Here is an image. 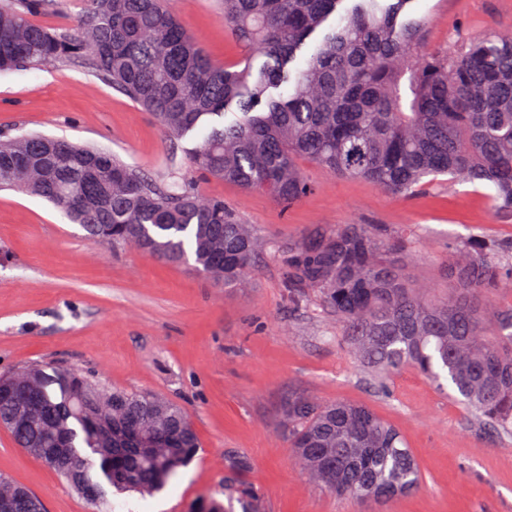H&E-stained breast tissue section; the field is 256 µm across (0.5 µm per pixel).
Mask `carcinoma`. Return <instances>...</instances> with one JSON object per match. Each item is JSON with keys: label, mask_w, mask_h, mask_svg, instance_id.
I'll use <instances>...</instances> for the list:
<instances>
[{"label": "carcinoma", "mask_w": 512, "mask_h": 512, "mask_svg": "<svg viewBox=\"0 0 512 512\" xmlns=\"http://www.w3.org/2000/svg\"><path fill=\"white\" fill-rule=\"evenodd\" d=\"M49 2L0 6V72L83 62L167 137L199 136L191 163L203 175L264 189L284 205L312 189L300 159L399 194L447 176L489 188L496 215L512 216V34L417 61L424 23L405 14L411 0H222L224 24L249 54L220 66L163 0H85L73 34L31 20ZM321 29L305 65L290 71ZM254 55L267 58L257 71ZM284 84L286 93L268 94ZM232 106L234 120L211 124ZM0 186L60 208L93 244L192 261L226 287L255 267L257 239L224 200L199 196L187 178L156 182L109 152L45 135L0 140ZM277 252L288 302L318 295L368 367L384 377L411 366L452 388L495 433L512 434V306L488 307L489 294L512 290V241L473 234L449 243L444 297L411 274L401 231L325 225ZM283 423L306 474L339 496L383 503L420 485L400 433L364 405L293 392ZM0 425L78 493L94 489L97 502L107 486L161 491L199 448L178 404L71 367L1 374ZM59 449L78 461L79 478L56 459ZM224 493L241 512H259L250 484ZM4 496L21 497L16 512H43L34 493L0 475Z\"/></svg>", "instance_id": "carcinoma-1"}]
</instances>
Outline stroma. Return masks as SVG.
Returning <instances> with one entry per match:
<instances>
[{
	"instance_id": "stroma-1",
	"label": "stroma",
	"mask_w": 512,
	"mask_h": 512,
	"mask_svg": "<svg viewBox=\"0 0 512 512\" xmlns=\"http://www.w3.org/2000/svg\"><path fill=\"white\" fill-rule=\"evenodd\" d=\"M170 10L219 65L245 47L224 25L219 0H169ZM422 52L512 32V0H412ZM64 137L106 150L159 180L191 173L194 137L170 143L152 115L76 62L0 74V137ZM301 167L314 189L289 206L265 190L202 178L263 243L257 267L234 288L189 264L133 248L91 244L52 204L0 189V373L32 363L88 369L113 388L151 392L182 406L196 458L160 493L115 495L114 512H190L224 487L251 484L264 512H512V438L493 437L451 393L404 367L377 381L341 338L318 296L290 308L277 245L323 225L404 230L412 272L443 293L448 243L473 233L512 239V217L493 216L487 190L440 177L399 195L371 181ZM369 406L391 423L421 470L420 488L385 503L341 499L294 461L280 428L291 392ZM246 459L249 468L234 467ZM0 474L26 486L45 512H104L76 494L0 428Z\"/></svg>"
}]
</instances>
